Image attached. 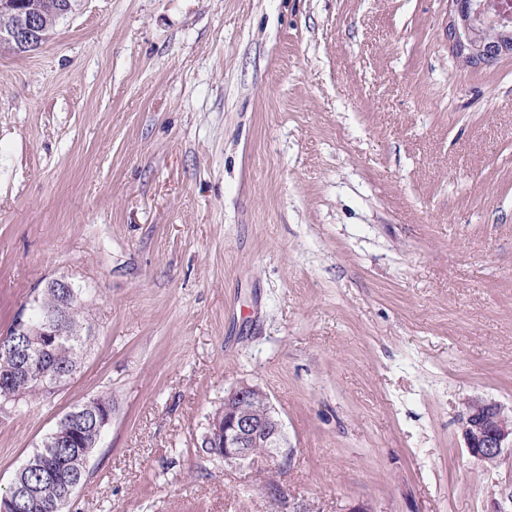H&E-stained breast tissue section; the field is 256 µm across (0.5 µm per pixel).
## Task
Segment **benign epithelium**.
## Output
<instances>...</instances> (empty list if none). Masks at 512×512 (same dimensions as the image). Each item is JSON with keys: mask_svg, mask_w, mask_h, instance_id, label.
I'll list each match as a JSON object with an SVG mask.
<instances>
[{"mask_svg": "<svg viewBox=\"0 0 512 512\" xmlns=\"http://www.w3.org/2000/svg\"><path fill=\"white\" fill-rule=\"evenodd\" d=\"M0 14L12 18L7 27L0 29V44L16 51H35L47 43L51 33L40 8L24 0H0ZM512 0H448V43L454 58L463 63L488 66L501 57L512 55ZM71 333L70 325L55 313H48L41 327L18 318L13 335L25 336L28 342L22 347L0 343V355L16 359L17 375L35 378L44 390L54 391L72 374L57 368L34 369V353L48 352L58 338ZM75 415L91 417L102 431L110 423L112 409L92 398L79 405ZM460 433L468 453L476 460L496 465L504 449H512V407L487 401L478 396L462 399ZM49 445L79 442L75 424H59L47 435ZM283 422L276 413L270 395L256 384L242 382L224 396V406L216 412L203 440V447L224 459L232 467L257 466L278 457L287 460L292 450L285 448ZM267 448L262 457L253 455L254 448ZM267 494L278 501L284 512H308L303 503L288 502V493L277 484ZM41 495L55 497L45 488L27 490L19 488L14 496L0 501V512H20L22 500Z\"/></svg>", "mask_w": 512, "mask_h": 512, "instance_id": "obj_1", "label": "benign epithelium"}]
</instances>
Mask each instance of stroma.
<instances>
[{"instance_id":"stroma-1","label":"stroma","mask_w":512,"mask_h":512,"mask_svg":"<svg viewBox=\"0 0 512 512\" xmlns=\"http://www.w3.org/2000/svg\"><path fill=\"white\" fill-rule=\"evenodd\" d=\"M447 0H80L0 50V334L54 278L85 338L0 413V488L60 418L112 420L70 512H278L202 446L266 389L291 501L490 512L460 400L512 405V56L467 67ZM102 404L108 407H104ZM109 406H112L110 400L107 397L102 396L99 398H92L83 404L73 407L70 410L73 411L76 407L80 408V410L76 411L74 415L70 416V418H74V416H90L96 421V427L98 428L99 432L94 427L93 422L88 419L82 420V422L78 423L82 433L80 436V441L81 444H84L85 447H93L94 449L99 433L101 436L102 431L110 423L112 417V409L109 408Z\"/></svg>"}]
</instances>
